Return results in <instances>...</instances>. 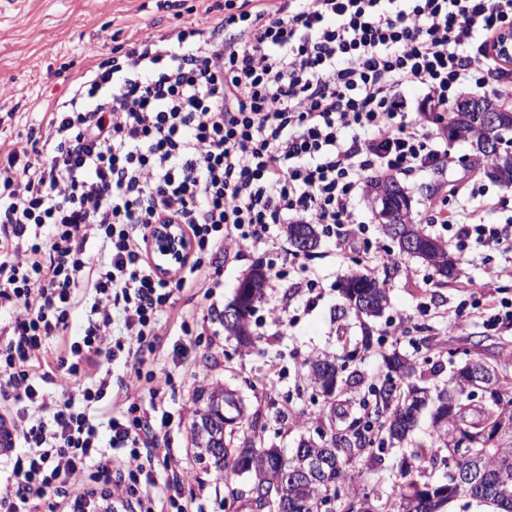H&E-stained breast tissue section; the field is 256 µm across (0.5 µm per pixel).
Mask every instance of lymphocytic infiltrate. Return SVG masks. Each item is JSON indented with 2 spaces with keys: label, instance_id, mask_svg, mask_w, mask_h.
I'll return each instance as SVG.
<instances>
[{
  "label": "lymphocytic infiltrate",
  "instance_id": "lymphocytic-infiltrate-1",
  "mask_svg": "<svg viewBox=\"0 0 512 512\" xmlns=\"http://www.w3.org/2000/svg\"><path fill=\"white\" fill-rule=\"evenodd\" d=\"M207 24L185 23L112 55L43 111L42 148L0 157V411L18 452L0 458V512H175L183 473L157 484L167 384L145 355L164 347L161 316L187 288L211 302L220 262L251 251L286 259L308 303L321 283L273 230L318 224L369 269L390 252L355 221L357 199L393 176L449 169L448 115L463 89L512 76L491 51L512 30V0H224ZM421 87L410 101L405 90ZM480 199L419 213L448 233L459 260L476 249L507 264L512 229L487 223ZM174 225L190 248L164 271L153 230ZM101 241L106 257L88 246ZM461 291L512 328V300L468 280ZM83 308L81 333L69 318ZM129 367L112 380L114 362ZM122 393L130 403L100 421ZM148 394V405L132 395ZM108 426L109 439L100 428Z\"/></svg>",
  "mask_w": 512,
  "mask_h": 512
}]
</instances>
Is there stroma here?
Segmentation results:
<instances>
[{
    "instance_id": "stroma-1",
    "label": "stroma",
    "mask_w": 512,
    "mask_h": 512,
    "mask_svg": "<svg viewBox=\"0 0 512 512\" xmlns=\"http://www.w3.org/2000/svg\"><path fill=\"white\" fill-rule=\"evenodd\" d=\"M217 0H0V156L15 143L40 149L39 125L42 106L65 98L75 79L93 63L107 58L111 45L95 43L98 30L115 33L118 42L141 40L168 31L185 22L209 21V7ZM307 264L322 283V295L314 307L297 292L294 275L270 277L266 298L258 304L249 328L262 337L260 350L251 351L228 337L220 317L203 322L204 336L189 348L187 361L202 366L207 386L222 385L241 392L249 413L268 419L267 443L291 449L300 437L314 435L318 410L309 389L302 387L300 371L313 352L343 353L342 336L361 334L356 316L339 318L342 280L355 269L350 254L338 253L328 238H320ZM432 268L421 259L403 257L388 281L389 303L382 317L370 320L374 335L387 330L391 319L403 329L389 338L382 350H370L356 364L366 379L384 372L383 353L398 352L411 359L428 355L448 364L450 350L475 347L486 359L512 366V330L489 329L483 318L472 317L458 324L438 321V309L455 308L461 295L455 288H433ZM278 309L273 321L269 309ZM191 380L176 377L167 395L170 422L166 439L177 466L203 481L205 494L195 503L197 512H224L231 495H244V478H225L211 464L198 461L190 442V425L203 402ZM287 410L285 428L270 418Z\"/></svg>"
}]
</instances>
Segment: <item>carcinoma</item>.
I'll return each mask as SVG.
<instances>
[{"label":"carcinoma","mask_w":512,"mask_h":512,"mask_svg":"<svg viewBox=\"0 0 512 512\" xmlns=\"http://www.w3.org/2000/svg\"><path fill=\"white\" fill-rule=\"evenodd\" d=\"M478 112H499L497 136L512 147V110L485 98H470L450 115L452 139L478 144L486 130L476 122ZM490 178L512 186V157L487 155L479 150ZM385 194V203L397 217L406 219L408 233L416 242L414 257L427 262L447 284L454 263L444 244L413 224L408 199L395 181L378 183L372 195ZM268 273L258 265L241 281L238 292L245 299L247 316L228 336L247 348L257 349L259 337L249 330V316L263 299ZM387 280L353 272L342 281V315L350 312L379 318L388 304ZM386 372L368 394L356 403L336 402L345 390L359 387L361 377L343 375V367L330 354L305 363L308 383L322 396L318 413L323 423L319 440L303 439L291 454L262 443L266 424L243 413L238 392L218 389L201 391L205 407L192 424V436L200 459L216 469L248 482L246 502L252 512H445L449 505L472 502L492 507V512H512V372L499 368L497 396L482 400L473 394L469 372L492 366L470 349L461 351V363L448 380L427 386L439 372L429 358L412 362L394 354L385 357ZM430 413V444L412 440L423 409ZM481 434L470 449L450 446L449 436ZM225 437L224 455L219 456L216 437ZM395 448L396 481L382 491L360 488L365 472H378L386 450ZM323 462L319 475L303 480L300 471L308 463Z\"/></svg>","instance_id":"cac0c4a2"}]
</instances>
